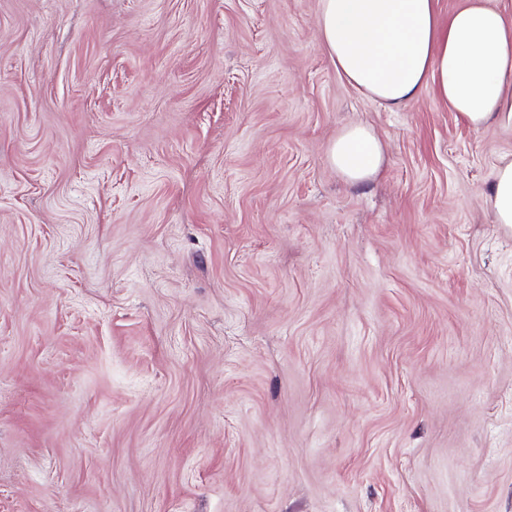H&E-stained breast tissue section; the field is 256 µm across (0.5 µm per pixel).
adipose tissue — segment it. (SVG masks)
Instances as JSON below:
<instances>
[{
    "instance_id": "obj_1",
    "label": "adipose tissue",
    "mask_w": 512,
    "mask_h": 512,
    "mask_svg": "<svg viewBox=\"0 0 512 512\" xmlns=\"http://www.w3.org/2000/svg\"><path fill=\"white\" fill-rule=\"evenodd\" d=\"M320 45L338 72L389 110L433 88L473 128H512V16L473 0L440 22L437 0H320ZM384 145L370 126H347L327 148L347 183L376 177Z\"/></svg>"
}]
</instances>
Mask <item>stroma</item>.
Instances as JSON below:
<instances>
[{
	"label": "stroma",
	"instance_id": "35a3bbf8",
	"mask_svg": "<svg viewBox=\"0 0 512 512\" xmlns=\"http://www.w3.org/2000/svg\"><path fill=\"white\" fill-rule=\"evenodd\" d=\"M318 8L0 0V512H512V129ZM329 165L351 185L366 183L382 169L385 153L381 139L370 126L353 124L327 148ZM490 202L495 221L512 224V160L502 159L493 174Z\"/></svg>",
	"mask_w": 512,
	"mask_h": 512
}]
</instances>
